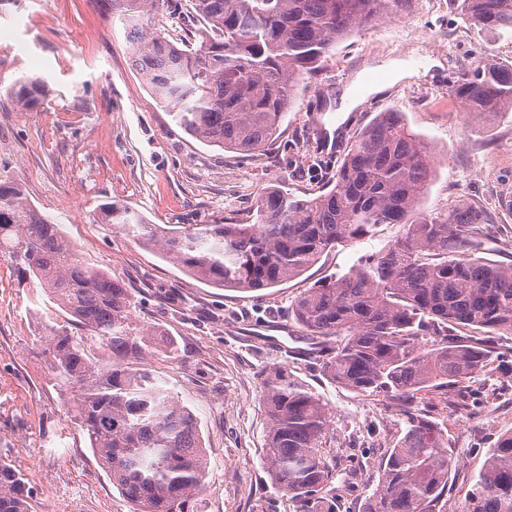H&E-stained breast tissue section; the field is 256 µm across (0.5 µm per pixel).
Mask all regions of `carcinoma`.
Listing matches in <instances>:
<instances>
[{"instance_id": "1", "label": "carcinoma", "mask_w": 512, "mask_h": 512, "mask_svg": "<svg viewBox=\"0 0 512 512\" xmlns=\"http://www.w3.org/2000/svg\"><path fill=\"white\" fill-rule=\"evenodd\" d=\"M463 17L494 35L512 33V0H451ZM414 0H192V42L142 26V17L176 0H112L134 47L133 66L190 136L252 153L275 138L299 80L313 73L336 41L379 20L409 14ZM10 92L26 110L42 107L47 85L16 80ZM482 125L512 112V64L477 62L448 86ZM433 158L402 113L381 112L350 143L331 189L301 198L272 187L247 224H150L128 208L100 206L162 257L215 288L252 292L305 273L336 245L402 224L392 246L366 254L346 272L307 289L292 314L317 345L322 372L358 396L404 403L402 437L388 452L364 512H444L455 464L448 437L414 401L487 375L512 380V262L484 257L494 219L462 204L427 214L418 204ZM0 256L20 279L42 289L45 306L67 315L44 321L41 338L54 383L68 391L89 448L133 512H190L202 493L207 458L197 420L138 361L174 352L167 334L132 315L134 299L109 273L85 263L75 245L25 196L0 182ZM464 329L471 334L460 336ZM264 448L272 480L300 512H336L322 442L330 414L288 367L263 384ZM0 512H32L24 472L0 461ZM462 512H512V431L498 435Z\"/></svg>"}]
</instances>
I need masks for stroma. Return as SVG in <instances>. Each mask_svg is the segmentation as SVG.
Returning <instances> with one entry per match:
<instances>
[{"instance_id": "35a3bbf8", "label": "stroma", "mask_w": 512, "mask_h": 512, "mask_svg": "<svg viewBox=\"0 0 512 512\" xmlns=\"http://www.w3.org/2000/svg\"><path fill=\"white\" fill-rule=\"evenodd\" d=\"M133 46L110 0H0V178L23 183L31 204L75 244L83 261L129 288L134 315L168 330L179 356L142 362L195 415L208 455L196 512H299L271 479L263 448V382L284 365L327 405L324 439L337 512H362L384 454L403 421L385 396H359L322 373L304 331L289 316L297 297L324 277L405 232L383 224L374 236L337 246L280 286L237 292L208 286L102 223L112 202L154 224H242L260 193L284 185L299 197L326 192L354 135L385 110L401 112L437 158L421 211L463 201L496 214V261L512 257V112L489 132L459 124L448 84L474 61L512 63V35L467 22L448 0H415L399 20L379 21L338 41L319 75L300 82L276 139L244 154L207 145L172 120L132 66ZM42 77V108L8 94L19 77ZM367 81L382 83L367 94ZM357 105L342 111L344 94ZM341 126L334 153L322 152L315 117ZM41 289L0 257V460L25 473L37 512H131L88 446L68 397L51 380L31 313ZM471 406L435 398L431 418L448 436L456 464L445 512H462L491 444L512 430V389L476 378Z\"/></svg>"}]
</instances>
